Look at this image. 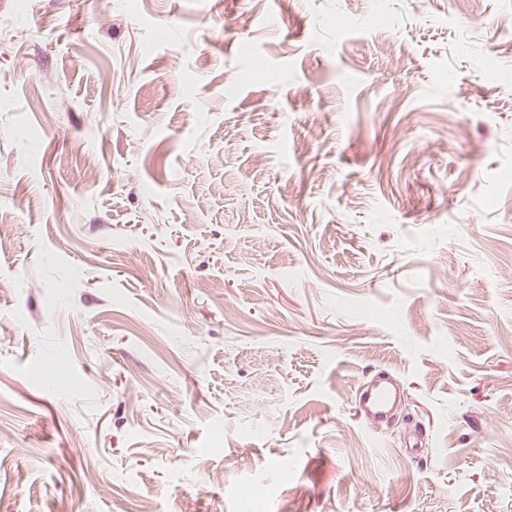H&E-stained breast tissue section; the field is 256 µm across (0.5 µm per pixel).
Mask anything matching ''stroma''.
<instances>
[{"label": "stroma", "instance_id": "35a3bbf8", "mask_svg": "<svg viewBox=\"0 0 512 512\" xmlns=\"http://www.w3.org/2000/svg\"><path fill=\"white\" fill-rule=\"evenodd\" d=\"M0 215V512H512V0H0ZM358 405L372 423L387 421L396 405L398 393L389 373L382 377H372L358 389Z\"/></svg>", "mask_w": 512, "mask_h": 512}]
</instances>
